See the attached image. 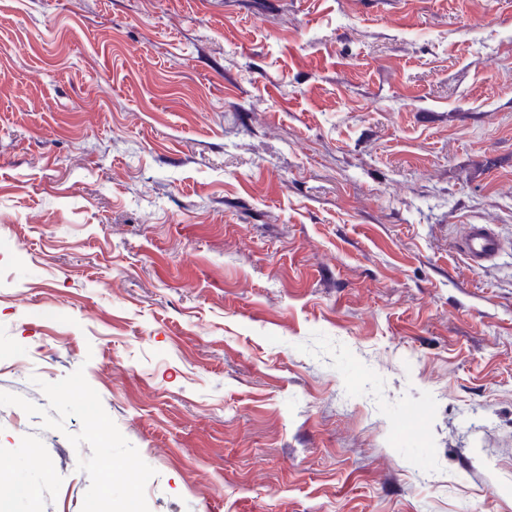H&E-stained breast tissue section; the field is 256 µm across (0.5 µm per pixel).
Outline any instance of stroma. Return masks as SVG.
Masks as SVG:
<instances>
[{"instance_id":"35a3bbf8","label":"stroma","mask_w":512,"mask_h":512,"mask_svg":"<svg viewBox=\"0 0 512 512\" xmlns=\"http://www.w3.org/2000/svg\"><path fill=\"white\" fill-rule=\"evenodd\" d=\"M1 481L512 512V0H0ZM466 236L457 243L458 251L473 265L484 268L503 249V243L490 224L467 225Z\"/></svg>"}]
</instances>
